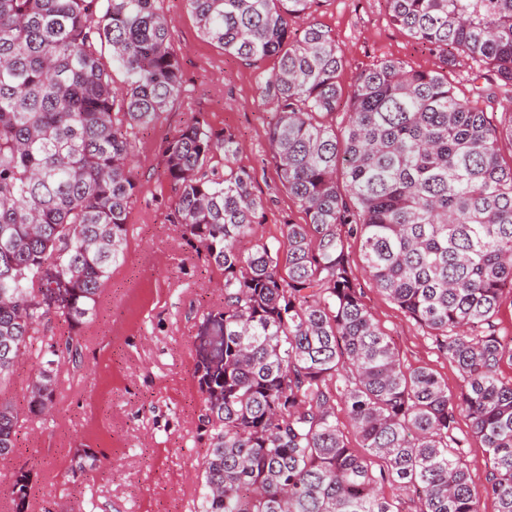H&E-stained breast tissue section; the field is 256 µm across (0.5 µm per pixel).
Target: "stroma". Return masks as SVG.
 Wrapping results in <instances>:
<instances>
[{"label":"stroma","mask_w":512,"mask_h":512,"mask_svg":"<svg viewBox=\"0 0 512 512\" xmlns=\"http://www.w3.org/2000/svg\"><path fill=\"white\" fill-rule=\"evenodd\" d=\"M158 7L171 21L182 92L138 134L139 190L125 259L83 328L87 368L76 377L58 367L55 417L26 422L15 453L0 460V512H13L10 489L21 470L30 474L28 512H191L198 501L205 447L197 439L195 346L207 313L224 304V273L199 260L173 223L161 154L191 113L236 135L235 164L251 173L264 204L257 238H281L284 224L305 220L279 181L267 140L276 106L264 100L261 84L273 59L248 66L224 53L200 35L184 0H159ZM315 19L346 52L342 85L356 68L387 58L425 70L439 64L390 22L383 0H322ZM366 303L406 366L428 367L449 390L459 389L457 369L425 330L377 290H367ZM79 448L96 453L93 470L72 472Z\"/></svg>","instance_id":"1"}]
</instances>
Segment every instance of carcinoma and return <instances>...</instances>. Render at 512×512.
Returning <instances> with one entry per match:
<instances>
[{
	"mask_svg": "<svg viewBox=\"0 0 512 512\" xmlns=\"http://www.w3.org/2000/svg\"><path fill=\"white\" fill-rule=\"evenodd\" d=\"M157 0H0V385L34 373L28 411L51 413L54 364H82L81 328L124 259L138 182L137 132L178 99L181 65ZM322 0H185L200 33L246 64L275 61L263 97L281 185L305 213L282 239L256 234L264 204L235 166L236 136L193 113L162 148L173 223L224 270L195 373L206 453L194 512H481L467 437L486 454L484 494L512 512V111L494 122L473 97L512 93V0H385L393 25L441 59H384L340 83L348 61L314 21ZM300 19L301 30L291 21ZM487 86L457 90L448 72ZM120 71L125 85H114ZM349 121L327 118L340 106ZM224 155V175L210 163ZM360 240L362 274L345 245ZM384 293L458 371V392L406 366L365 303ZM68 324L46 334L51 317ZM341 400L360 441L340 429ZM23 418L0 397V459ZM30 475L12 484L28 508ZM457 434L469 438L468 448H465V460L471 482L478 492L482 491L486 476V457L479 440L472 436L471 424L468 418L460 416L457 423Z\"/></svg>",
	"mask_w": 512,
	"mask_h": 512,
	"instance_id": "cac0c4a2",
	"label": "carcinoma"
}]
</instances>
